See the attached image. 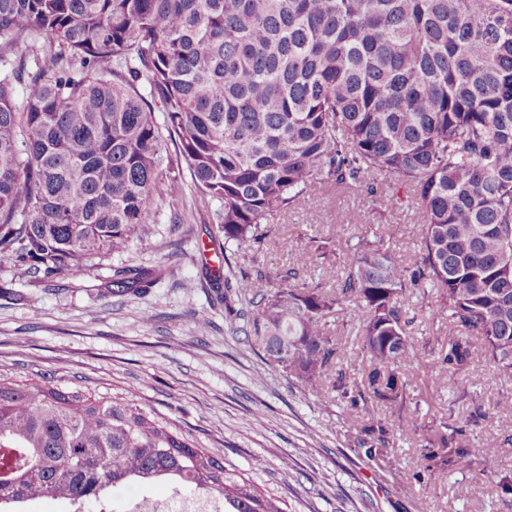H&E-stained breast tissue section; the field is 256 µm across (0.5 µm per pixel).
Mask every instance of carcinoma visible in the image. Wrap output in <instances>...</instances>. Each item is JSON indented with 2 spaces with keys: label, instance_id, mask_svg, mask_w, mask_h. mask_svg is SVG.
Masks as SVG:
<instances>
[{
  "label": "carcinoma",
  "instance_id": "cac0c4a2",
  "mask_svg": "<svg viewBox=\"0 0 512 512\" xmlns=\"http://www.w3.org/2000/svg\"><path fill=\"white\" fill-rule=\"evenodd\" d=\"M38 36L46 50L0 74V259L35 283L78 278L126 249L176 179L153 118L177 137L194 189L220 202L224 239L261 238L308 187L364 188L412 211L421 231L408 264L382 236L318 243L343 277L331 291L298 285L307 255L270 292L260 271L236 278L259 298L248 333L288 337L272 360L316 390L326 379L351 406L381 403L421 430L413 380L421 359L451 375L458 401L434 421L416 462L438 479L485 463L511 437L476 445L486 419L470 364L512 380V0H0V58ZM375 175L377 180L366 182ZM165 267L117 269L114 295L141 294ZM428 288L427 319L457 331L416 343L404 302ZM351 313L368 370L353 376L328 332ZM384 456L389 428L367 427ZM174 482L223 496L227 512H282L217 458L150 419L131 399L0 379V502H101L116 489Z\"/></svg>",
  "mask_w": 512,
  "mask_h": 512
}]
</instances>
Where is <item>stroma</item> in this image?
Masks as SVG:
<instances>
[{
	"mask_svg": "<svg viewBox=\"0 0 512 512\" xmlns=\"http://www.w3.org/2000/svg\"><path fill=\"white\" fill-rule=\"evenodd\" d=\"M163 155L178 185L149 226L147 242L96 258L74 285H32L24 268L0 261V378L51 383L96 396H132L149 418L164 421L197 447L249 478L280 501L283 512H512L497 476L512 471V444L486 469L488 490L470 496L471 476L440 481L411 462L419 443L395 435L389 460L365 456L364 425L384 411H356L336 392L313 393L244 333L247 303L227 297L224 278L263 273L279 287L281 273L310 239L356 234L366 212L374 231L390 239L404 261L418 249L419 229L408 213L384 209L366 191L336 193L312 187L309 200L272 218L260 242L225 241L217 231V201L195 193L175 139ZM293 243L284 251L281 240ZM164 265L165 277L137 295L115 296L104 284L114 269ZM193 289H185L184 281ZM206 329H199V320ZM423 422L470 408L453 404V384L434 387L421 360L405 367ZM471 371L486 412L473 441L512 435V381L475 353ZM362 413L364 425L352 421ZM260 423H253V414Z\"/></svg>",
	"mask_w": 512,
	"mask_h": 512,
	"instance_id": "obj_1",
	"label": "stroma"
}]
</instances>
